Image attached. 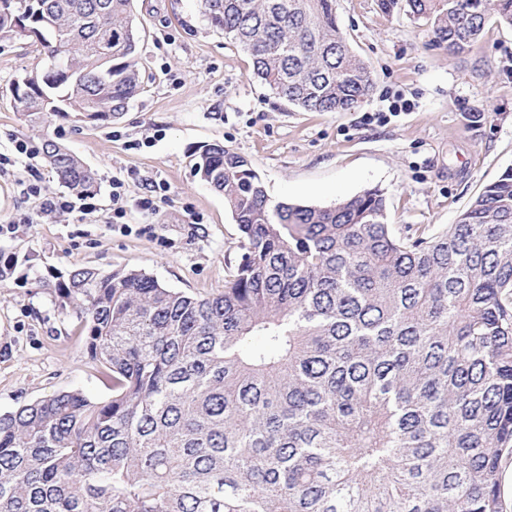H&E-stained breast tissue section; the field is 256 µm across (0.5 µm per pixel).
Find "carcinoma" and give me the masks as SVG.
Listing matches in <instances>:
<instances>
[{
    "instance_id": "cac0c4a2",
    "label": "carcinoma",
    "mask_w": 512,
    "mask_h": 512,
    "mask_svg": "<svg viewBox=\"0 0 512 512\" xmlns=\"http://www.w3.org/2000/svg\"><path fill=\"white\" fill-rule=\"evenodd\" d=\"M453 52L512 0H405ZM289 105L348 112L373 89L336 0H202ZM36 38L15 81L33 128L109 123L141 89L132 0H0V35ZM60 183L97 172L53 140ZM196 171L224 195L240 258L198 297L135 270L53 284L84 315L112 399L61 392L0 415V512H505L512 458V169L448 229L398 236L385 193L275 202L219 143Z\"/></svg>"
}]
</instances>
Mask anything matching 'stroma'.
<instances>
[{
    "mask_svg": "<svg viewBox=\"0 0 512 512\" xmlns=\"http://www.w3.org/2000/svg\"><path fill=\"white\" fill-rule=\"evenodd\" d=\"M133 5L143 89L108 124L30 127L11 87L41 47L0 38V152L20 140L34 152L0 175V220H21L0 236V256L15 265L0 280V414L58 392L96 403L112 397L86 355L77 310L45 285L52 276L76 265L136 269L197 296L223 289L240 233L223 195L195 170L206 145L244 156L276 202L327 207L382 189L400 236L446 230L512 168V26L496 17L468 50L451 52L433 44L403 0L390 9L381 0H336L373 90L349 112H305L252 77L247 53L210 25L200 0ZM46 136L97 171L93 214L45 215L22 194L25 183L50 196L64 191L41 152ZM116 177L131 200L167 184L155 214L132 209L125 223H108Z\"/></svg>",
    "mask_w": 512,
    "mask_h": 512,
    "instance_id": "obj_1",
    "label": "stroma"
}]
</instances>
